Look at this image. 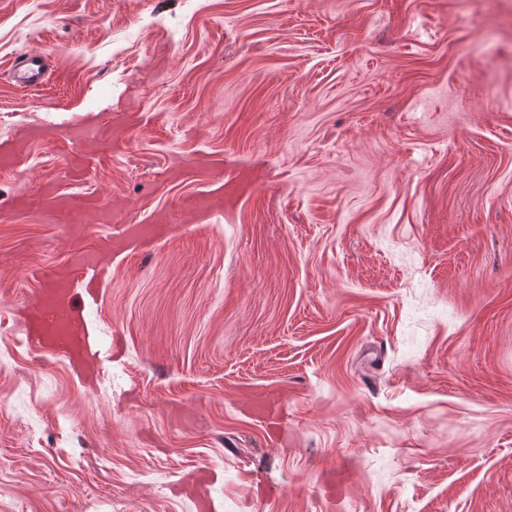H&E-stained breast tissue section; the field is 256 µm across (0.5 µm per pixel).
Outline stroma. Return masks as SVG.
<instances>
[{"instance_id": "35a3bbf8", "label": "stroma", "mask_w": 512, "mask_h": 512, "mask_svg": "<svg viewBox=\"0 0 512 512\" xmlns=\"http://www.w3.org/2000/svg\"><path fill=\"white\" fill-rule=\"evenodd\" d=\"M2 143L0 512H512V0H0ZM15 84L23 89H37L44 81L46 63L41 53H24L10 64ZM70 293L68 288L41 289L36 308L25 315L26 335L35 345L63 354L74 373L86 376L95 357L94 341L80 316L72 310ZM46 308L65 314L61 319L68 329L66 336H57L45 326L42 311Z\"/></svg>"}]
</instances>
